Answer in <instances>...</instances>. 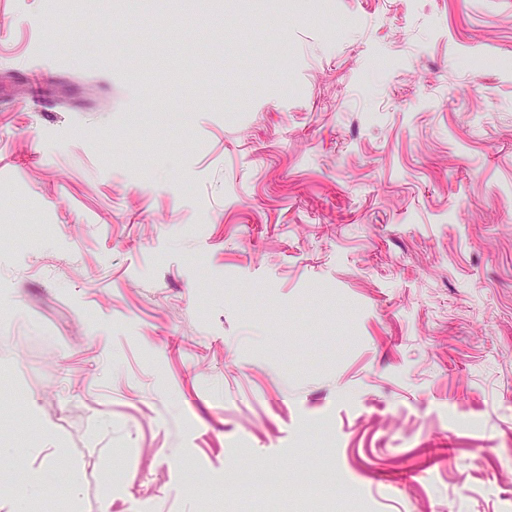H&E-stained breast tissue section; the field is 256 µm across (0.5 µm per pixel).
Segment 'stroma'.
Here are the masks:
<instances>
[{
    "instance_id": "1",
    "label": "stroma",
    "mask_w": 512,
    "mask_h": 512,
    "mask_svg": "<svg viewBox=\"0 0 512 512\" xmlns=\"http://www.w3.org/2000/svg\"><path fill=\"white\" fill-rule=\"evenodd\" d=\"M0 512H512V0H0Z\"/></svg>"
}]
</instances>
